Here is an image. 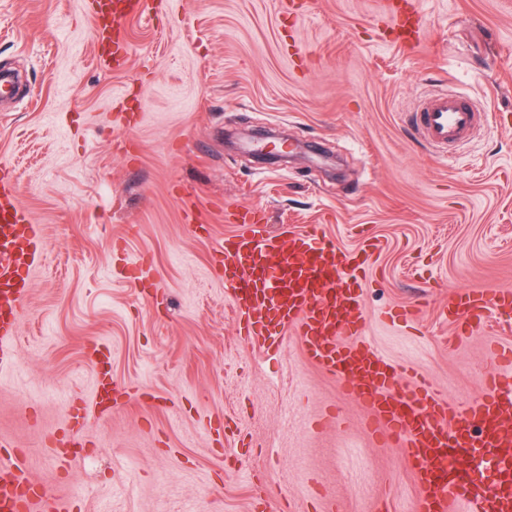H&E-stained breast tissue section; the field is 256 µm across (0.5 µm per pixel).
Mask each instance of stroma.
I'll use <instances>...</instances> for the list:
<instances>
[{"instance_id": "1", "label": "stroma", "mask_w": 512, "mask_h": 512, "mask_svg": "<svg viewBox=\"0 0 512 512\" xmlns=\"http://www.w3.org/2000/svg\"><path fill=\"white\" fill-rule=\"evenodd\" d=\"M382 0H167L123 23L130 61L92 62L81 0H0V163L42 230L14 363L0 370V436L38 487L73 512H414L407 448L362 430L364 405L307 360L245 344L219 248L225 209L261 211L345 249L382 248L367 271L362 342L460 412L488 346H512L500 311L459 337L455 290L512 289V0H420L422 47L375 23ZM500 114L440 157L416 135L429 97ZM315 151L249 154L255 129ZM213 227L201 240L185 212ZM138 389L93 414L87 348ZM77 429L79 454L57 447Z\"/></svg>"}]
</instances>
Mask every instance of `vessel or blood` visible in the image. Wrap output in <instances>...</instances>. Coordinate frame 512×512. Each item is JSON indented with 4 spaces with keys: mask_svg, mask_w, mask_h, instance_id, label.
Returning a JSON list of instances; mask_svg holds the SVG:
<instances>
[{
    "mask_svg": "<svg viewBox=\"0 0 512 512\" xmlns=\"http://www.w3.org/2000/svg\"><path fill=\"white\" fill-rule=\"evenodd\" d=\"M147 6V0H92L88 15L95 27L97 67L113 72L126 68L121 23L144 17ZM423 27L421 12L410 8L395 46L416 45ZM477 121L463 98L448 93L430 97L416 115L418 130L434 148L461 140ZM225 220L251 224L224 241V285L231 290L240 335L269 349L280 345L285 330L302 336L309 358L365 403L370 412L365 428L408 449L419 487L417 512H448L452 498L476 504L478 512H512V374L490 373L482 395L456 416L427 378H420L410 394L394 395L395 366L371 349L343 342L360 335L365 324L359 289L379 243L348 250L320 237L313 225L267 234L261 229L264 217L229 211ZM41 245L17 179L0 177V368L15 355L27 295L20 271L34 266ZM492 307L512 310V292L484 285L465 288L448 311L479 321ZM97 384L100 418L107 421L116 406L112 395L118 383L104 373ZM7 445L0 438V512H31L33 504L52 501L50 491L31 482L21 457L4 455ZM474 456L491 461V475L468 466Z\"/></svg>",
    "mask_w": 512,
    "mask_h": 512,
    "instance_id": "obj_1",
    "label": "vessel or blood"
}]
</instances>
